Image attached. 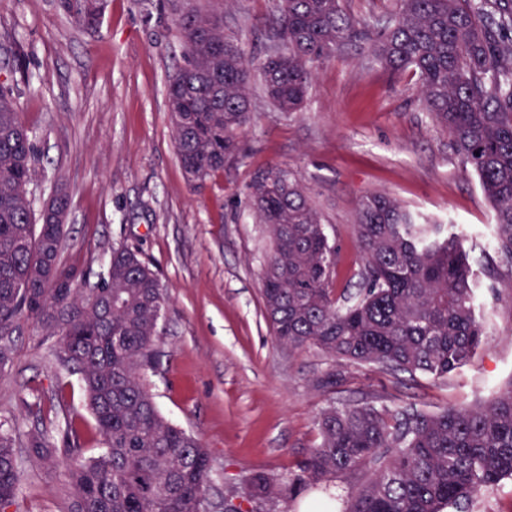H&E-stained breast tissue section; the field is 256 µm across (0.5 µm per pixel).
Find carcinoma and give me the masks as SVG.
Instances as JSON below:
<instances>
[{
  "label": "carcinoma",
  "mask_w": 512,
  "mask_h": 512,
  "mask_svg": "<svg viewBox=\"0 0 512 512\" xmlns=\"http://www.w3.org/2000/svg\"><path fill=\"white\" fill-rule=\"evenodd\" d=\"M396 4L375 27L340 0H276L268 31L281 53L256 61L215 23L218 12L175 0L185 65L167 93L183 168L201 185L242 154L252 79L279 111L298 112L319 63L366 48L386 71L417 76L424 109L448 129L492 203L495 248L512 264V0ZM213 40L224 41V54L213 52ZM34 159L32 132L1 85L0 375L24 326L56 339L104 444L84 458L81 433L68 422L57 440L29 430L25 451L46 468L64 465L70 512H206L213 460L161 415L144 383L167 293L134 248L112 249L94 284L91 268L62 259L68 201L57 193L35 213ZM251 198L273 244L261 281L279 344L434 381L482 348L476 273L448 225L420 219L390 195L365 196L354 227L364 263L352 294L333 288L338 248L288 170L258 172ZM317 427L318 445L288 475L256 470L224 497L251 504L250 512H290L311 488L366 472L341 512H472L481 492L512 479V381L478 404L436 411L365 398L322 411ZM16 444L1 422L0 504H14L19 490Z\"/></svg>",
  "instance_id": "carcinoma-1"
}]
</instances>
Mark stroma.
Listing matches in <instances>:
<instances>
[{"mask_svg": "<svg viewBox=\"0 0 512 512\" xmlns=\"http://www.w3.org/2000/svg\"><path fill=\"white\" fill-rule=\"evenodd\" d=\"M63 0H0V84L12 87L36 145L34 207L69 197L63 257L100 271L113 247L140 251L169 293L147 384L161 413L197 436L215 465L212 494L259 468L287 474L314 448L324 409L365 397L435 411L485 399L512 380V266L493 248V209L463 171L452 138L418 99L412 73L393 77L366 52L321 63L304 108L278 111L251 85L246 152L204 186L191 182L172 136L166 89L183 65L169 0H98L80 23ZM273 0H222L224 30L254 56L267 42ZM291 171L339 248L337 288L363 265L354 224L361 198L383 192L453 225L495 292L478 313L489 344L447 380L335 361L279 345L265 318L261 271L272 243L250 207L255 173ZM54 339L26 327L0 378V422L24 438L74 420L85 456L102 437ZM13 512H68L62 469L22 459Z\"/></svg>", "mask_w": 512, "mask_h": 512, "instance_id": "obj_1", "label": "stroma"}]
</instances>
